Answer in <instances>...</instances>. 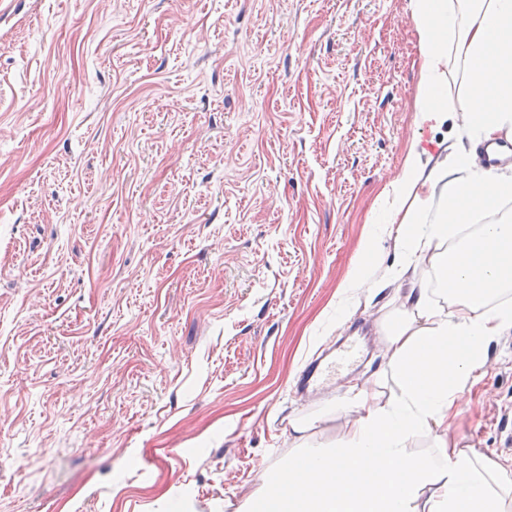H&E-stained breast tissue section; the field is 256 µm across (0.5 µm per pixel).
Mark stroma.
Masks as SVG:
<instances>
[{"instance_id":"35a3bbf8","label":"stroma","mask_w":512,"mask_h":512,"mask_svg":"<svg viewBox=\"0 0 512 512\" xmlns=\"http://www.w3.org/2000/svg\"><path fill=\"white\" fill-rule=\"evenodd\" d=\"M411 0H0V512H236L331 411L386 374L380 323L420 265L381 222L412 144L470 152L416 110ZM370 337L304 400L303 363ZM512 331L449 439L512 463ZM372 255L373 243L370 240H366L358 251L352 271L343 286L345 288L344 291L349 288H357L368 280Z\"/></svg>"}]
</instances>
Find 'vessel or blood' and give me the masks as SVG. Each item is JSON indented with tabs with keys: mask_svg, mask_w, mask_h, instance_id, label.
Masks as SVG:
<instances>
[{
	"mask_svg": "<svg viewBox=\"0 0 512 512\" xmlns=\"http://www.w3.org/2000/svg\"><path fill=\"white\" fill-rule=\"evenodd\" d=\"M364 361L365 356L356 338L348 337L340 351L329 350L308 361L296 375L293 388L300 397H313L333 385L339 373Z\"/></svg>",
	"mask_w": 512,
	"mask_h": 512,
	"instance_id": "vessel-or-blood-1",
	"label": "vessel or blood"
}]
</instances>
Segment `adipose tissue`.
<instances>
[{
	"instance_id": "ef3b65f1",
	"label": "adipose tissue",
	"mask_w": 512,
	"mask_h": 512,
	"mask_svg": "<svg viewBox=\"0 0 512 512\" xmlns=\"http://www.w3.org/2000/svg\"><path fill=\"white\" fill-rule=\"evenodd\" d=\"M423 57L417 109L445 124L459 112L464 136L489 141L512 134V0H415ZM460 75L465 97L443 90ZM412 149L399 177L395 212L419 182L442 186L448 207L434 223L398 227L400 251L388 270L400 279L420 264L440 272L442 302L406 296L385 320L388 372L400 391L381 402L367 384L333 404L349 416L332 452L299 446L266 477L237 512H512V465L460 447L448 418L460 395L482 373L490 343L512 330V214L477 224L479 211L512 198V177L489 170L466 179L473 157L421 175ZM427 438L431 452L412 448Z\"/></svg>"
}]
</instances>
